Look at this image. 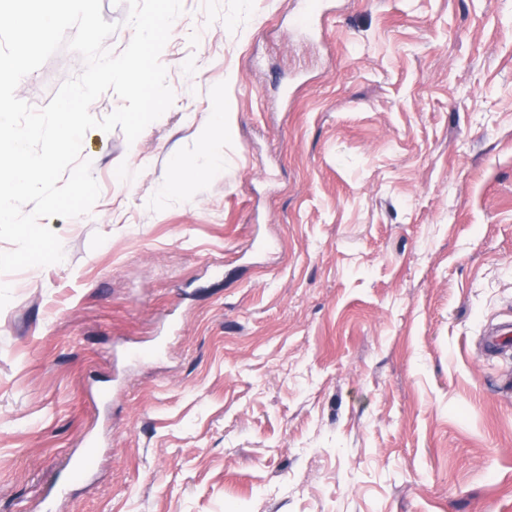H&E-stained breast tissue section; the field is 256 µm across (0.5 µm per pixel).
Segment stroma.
Masks as SVG:
<instances>
[{
    "mask_svg": "<svg viewBox=\"0 0 512 512\" xmlns=\"http://www.w3.org/2000/svg\"><path fill=\"white\" fill-rule=\"evenodd\" d=\"M317 2L183 0L172 106L84 135L63 261L0 275V512L85 448L54 512H512V0Z\"/></svg>",
    "mask_w": 512,
    "mask_h": 512,
    "instance_id": "obj_1",
    "label": "stroma"
}]
</instances>
